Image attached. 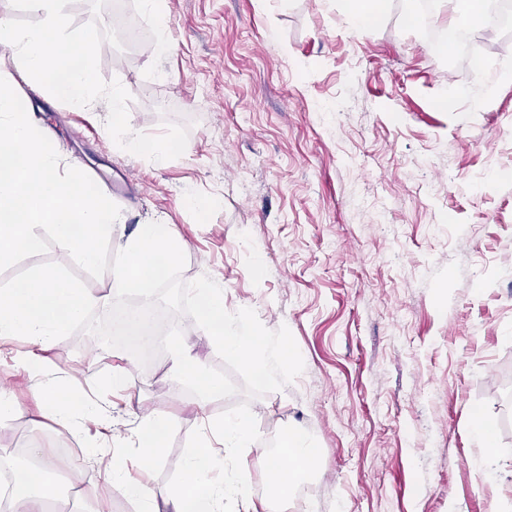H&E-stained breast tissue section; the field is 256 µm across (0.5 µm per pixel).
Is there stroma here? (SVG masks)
Wrapping results in <instances>:
<instances>
[{
	"label": "stroma",
	"mask_w": 512,
	"mask_h": 512,
	"mask_svg": "<svg viewBox=\"0 0 512 512\" xmlns=\"http://www.w3.org/2000/svg\"><path fill=\"white\" fill-rule=\"evenodd\" d=\"M386 0L357 26L343 0H166L169 53L139 0H71L74 24L112 25L121 13L139 45L100 47L99 72L131 95L140 133L188 129L184 154L156 167L118 148L106 109L78 112L34 93L0 47V77L32 104L63 166L96 174L126 219L169 224L186 264L224 288L228 311L253 309L291 331L303 372L250 399L260 433L240 472L275 512H512V27L483 36L484 66L468 50L440 53L445 11ZM482 103H475V95ZM206 201L198 209L196 201ZM0 345V388L19 403L0 427V452L73 447L53 473L127 462L109 429L81 436L42 415L15 358ZM45 365L91 392L121 363L91 334L52 345ZM194 391L167 357L128 367L117 398L121 430L162 410L174 419L156 467L140 473L156 496L176 482L199 434ZM496 434L487 456L475 418ZM314 443V495L280 501L262 458L287 433ZM105 445L101 464L84 439Z\"/></svg>",
	"instance_id": "obj_1"
}]
</instances>
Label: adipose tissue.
Wrapping results in <instances>:
<instances>
[{"instance_id":"ef3b65f1","label":"adipose tissue","mask_w":512,"mask_h":512,"mask_svg":"<svg viewBox=\"0 0 512 512\" xmlns=\"http://www.w3.org/2000/svg\"><path fill=\"white\" fill-rule=\"evenodd\" d=\"M169 350L172 376L178 383L193 387L191 404L198 413H206L213 397L223 393V380L210 376L191 349L180 341L171 340ZM171 425L168 414L154 411L140 419L133 433L126 436L140 469H149L160 460ZM208 425L223 439L221 455H212L206 440H198L182 466L177 484L163 502L153 500L146 486L119 466L106 475V486L120 487L128 495L143 500L145 512H224L228 499L238 502L242 512H267L266 502H255L244 482L232 484L213 476L214 471L223 469L226 460L238 459L243 449L251 447L254 434L249 423L241 417H225L209 419ZM25 453L35 468L27 478L26 488L14 496L12 512H45V479L52 466L50 451L34 444Z\"/></svg>"}]
</instances>
